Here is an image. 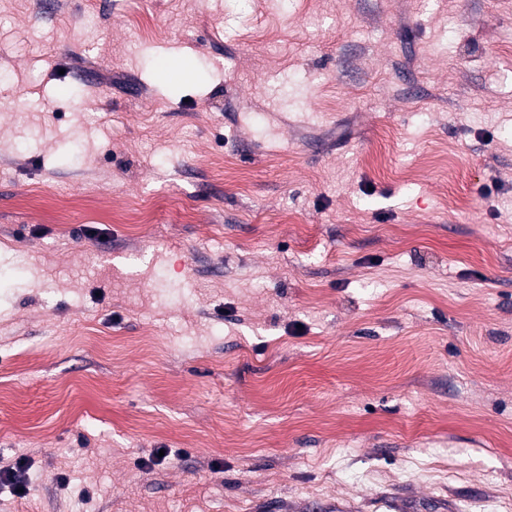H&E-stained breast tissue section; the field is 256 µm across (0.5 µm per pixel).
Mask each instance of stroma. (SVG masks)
<instances>
[{"mask_svg":"<svg viewBox=\"0 0 512 512\" xmlns=\"http://www.w3.org/2000/svg\"><path fill=\"white\" fill-rule=\"evenodd\" d=\"M0 385V512H512V0H0ZM27 457H17L12 465L1 466L0 469V490L9 492L17 498H24L28 494L29 484L26 477ZM23 489V492H18Z\"/></svg>","mask_w":512,"mask_h":512,"instance_id":"stroma-1","label":"stroma"}]
</instances>
